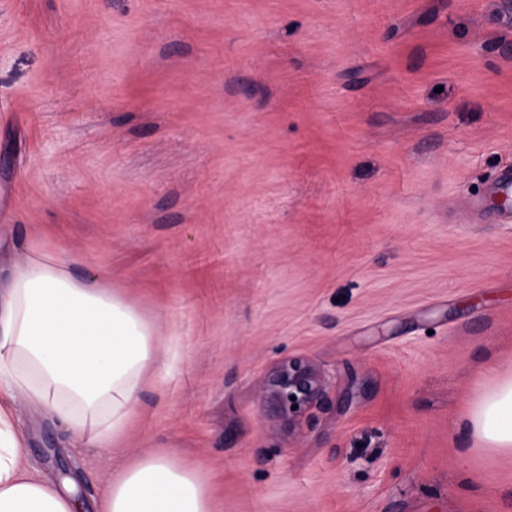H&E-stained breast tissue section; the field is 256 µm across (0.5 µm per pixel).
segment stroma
<instances>
[{
	"instance_id": "1",
	"label": "stroma",
	"mask_w": 512,
	"mask_h": 512,
	"mask_svg": "<svg viewBox=\"0 0 512 512\" xmlns=\"http://www.w3.org/2000/svg\"><path fill=\"white\" fill-rule=\"evenodd\" d=\"M512 0H0V217L160 322L130 455L215 512H512L452 429L512 363ZM320 364L288 435L269 366ZM26 463L112 458L24 411ZM329 386L326 372L311 358L279 359L269 367L260 385L261 414L288 426V433L297 432L310 419L314 408L328 404ZM293 405L297 408L292 409Z\"/></svg>"
}]
</instances>
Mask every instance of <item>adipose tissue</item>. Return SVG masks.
I'll use <instances>...</instances> for the list:
<instances>
[{"mask_svg":"<svg viewBox=\"0 0 512 512\" xmlns=\"http://www.w3.org/2000/svg\"><path fill=\"white\" fill-rule=\"evenodd\" d=\"M158 327L102 280L74 279L60 254L30 249L0 279V512H79L68 481L25 467L18 405L40 409L89 448L118 454L161 370ZM477 449L512 456V366L455 422ZM98 512H213L209 478L167 453L112 471Z\"/></svg>","mask_w":512,"mask_h":512,"instance_id":"1","label":"adipose tissue"}]
</instances>
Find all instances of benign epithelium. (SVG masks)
<instances>
[{"mask_svg": "<svg viewBox=\"0 0 512 512\" xmlns=\"http://www.w3.org/2000/svg\"><path fill=\"white\" fill-rule=\"evenodd\" d=\"M330 380L312 359L288 356L275 361L267 370L259 390L261 414L273 422L299 431L311 411L328 404Z\"/></svg>", "mask_w": 512, "mask_h": 512, "instance_id": "7a95c632", "label": "benign epithelium"}]
</instances>
